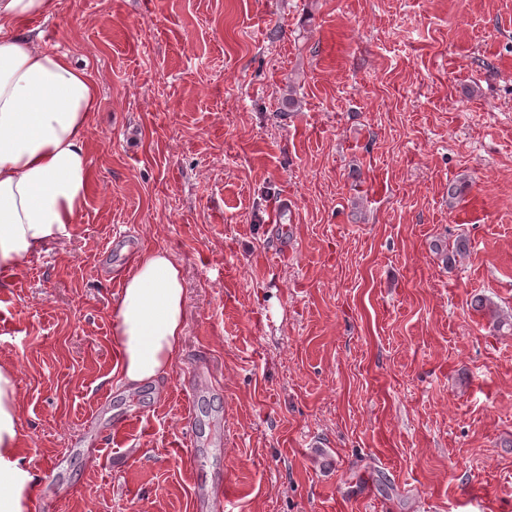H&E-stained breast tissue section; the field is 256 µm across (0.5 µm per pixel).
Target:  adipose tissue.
<instances>
[{"instance_id":"1","label":"adipose tissue","mask_w":512,"mask_h":512,"mask_svg":"<svg viewBox=\"0 0 512 512\" xmlns=\"http://www.w3.org/2000/svg\"><path fill=\"white\" fill-rule=\"evenodd\" d=\"M51 0H0V277L68 237L90 197L89 129L97 91L31 21ZM183 270L164 248L127 265L113 309L119 375L132 389L166 375L184 335ZM17 371L0 361V512H27L32 476L20 454Z\"/></svg>"}]
</instances>
